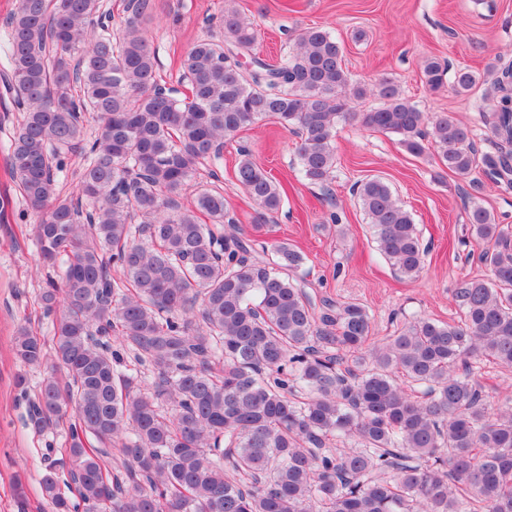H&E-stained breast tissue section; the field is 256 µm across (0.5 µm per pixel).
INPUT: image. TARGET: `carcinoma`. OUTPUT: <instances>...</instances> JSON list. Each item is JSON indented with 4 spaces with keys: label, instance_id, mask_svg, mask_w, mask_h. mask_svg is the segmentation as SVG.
<instances>
[{
    "label": "carcinoma",
    "instance_id": "cac0c4a2",
    "mask_svg": "<svg viewBox=\"0 0 512 512\" xmlns=\"http://www.w3.org/2000/svg\"><path fill=\"white\" fill-rule=\"evenodd\" d=\"M153 11L135 0L114 26L102 0H18L4 27L0 82L23 111L8 173L43 214L39 261L61 269L40 296L59 313L52 353L25 325L13 341L23 366L48 369L35 430L68 419L78 497L48 471L53 512H512V399L492 411L480 383L485 362L512 367V231L477 202L484 176L512 189V62L484 72L494 108L480 119L498 142L481 152L453 113L420 111L395 79L352 83L322 27L298 30L273 63L256 56L235 0L221 38L182 60L189 93H164ZM447 73L426 60L428 89L461 94L478 80ZM367 95L380 106L351 111ZM266 119L299 135L300 172L322 187L341 122L396 134L415 156L434 151L467 182L469 234L494 283L455 282L459 322L413 316L377 339L364 305L307 290L300 250L281 241L252 255L224 192L197 174ZM72 156L76 196L62 180ZM239 156L258 232L283 195L249 149ZM355 197L394 271L419 276L427 251L389 184L370 178Z\"/></svg>",
    "mask_w": 512,
    "mask_h": 512
}]
</instances>
